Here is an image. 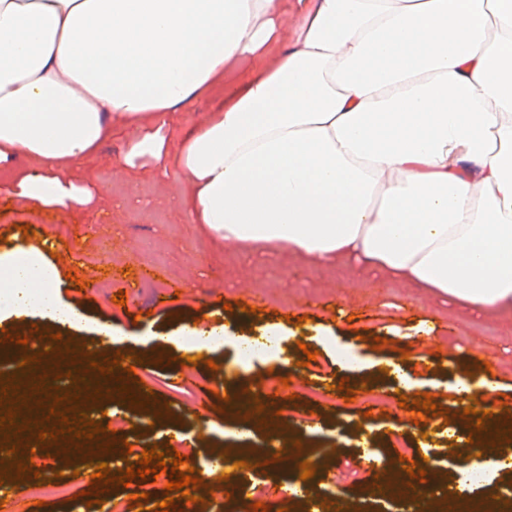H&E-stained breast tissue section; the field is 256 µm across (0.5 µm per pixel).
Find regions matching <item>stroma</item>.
<instances>
[{"instance_id":"stroma-1","label":"stroma","mask_w":512,"mask_h":512,"mask_svg":"<svg viewBox=\"0 0 512 512\" xmlns=\"http://www.w3.org/2000/svg\"><path fill=\"white\" fill-rule=\"evenodd\" d=\"M129 142V133L115 132L77 168L79 184L97 197V212L48 208L33 216L0 190V253L20 246L57 253L58 292L90 321L89 328L63 330L71 348L127 357L148 348L166 359L135 371L152 389L155 405L168 406L169 415L147 416L124 400L100 398L87 420L106 426L117 412L129 423L116 433L83 440V447L113 438L142 449L170 445L195 449L202 463L239 447L228 432L239 419L238 400L246 396L280 412L281 427L293 441L286 464L257 467L247 478L268 483L308 461L315 470L312 493L319 499L344 497L354 512H403L374 496L376 476L397 473L408 458L450 482L457 458L448 448L457 439L445 435L441 415L401 429L411 412L400 407L403 389L386 371L394 347L408 351L404 365L425 392L435 384L452 385L458 369L493 361L507 399L499 415L512 417V311H465L413 285L360 274L342 262L312 267L260 249L240 253L215 245L177 206L173 178L160 177L146 164L138 169L136 192L113 184L112 167L127 154ZM26 225L33 226V236L24 235ZM88 279L94 288L80 290L79 281ZM121 290L127 294L123 306L113 301ZM198 317L223 321L231 336L272 321L284 323L288 365L275 370L260 359L240 367L227 344L212 353L211 364L181 367L178 349L156 345L154 338ZM101 321L112 322L117 336L96 335L91 326ZM323 335L354 347L362 364L337 365L334 352L319 344ZM379 337L385 346H376ZM308 350L317 357L306 367L302 360ZM274 376L290 380L275 398L267 388ZM343 379L356 390L355 402L343 401L338 388ZM366 435L377 449L372 463L361 460L356 448ZM399 439L406 444L401 454L393 447Z\"/></svg>"}]
</instances>
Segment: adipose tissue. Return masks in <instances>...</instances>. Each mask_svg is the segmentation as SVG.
Here are the masks:
<instances>
[{
    "label": "adipose tissue",
    "mask_w": 512,
    "mask_h": 512,
    "mask_svg": "<svg viewBox=\"0 0 512 512\" xmlns=\"http://www.w3.org/2000/svg\"><path fill=\"white\" fill-rule=\"evenodd\" d=\"M116 126L139 132L121 178L175 171L216 243L512 309V0H0V186L34 213L92 205L74 173ZM31 316L86 321L19 247L0 321Z\"/></svg>",
    "instance_id": "ef3b65f1"
}]
</instances>
